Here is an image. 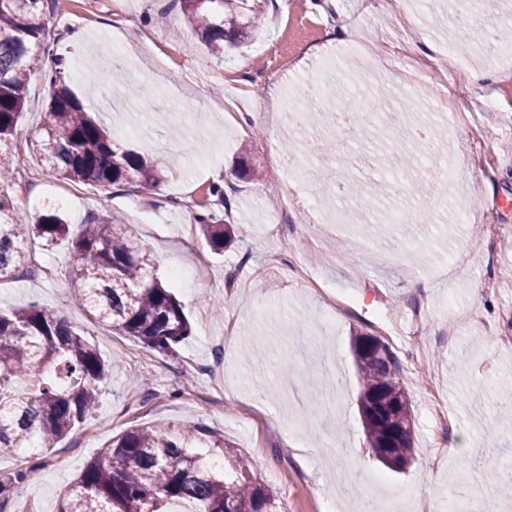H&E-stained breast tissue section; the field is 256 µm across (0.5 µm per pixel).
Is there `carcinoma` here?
<instances>
[{
    "mask_svg": "<svg viewBox=\"0 0 512 512\" xmlns=\"http://www.w3.org/2000/svg\"><path fill=\"white\" fill-rule=\"evenodd\" d=\"M48 0H0V282L35 274L28 241L71 247V296L112 332L159 352H172L190 326L182 304L155 275L152 253L114 213H93L79 229L54 209L33 224L13 220L3 191L14 175L10 144L45 52ZM186 20L210 55L247 43L260 27L265 0H179ZM44 131L33 147L53 172L101 187L155 190L162 174L147 159L118 148L58 74L48 78ZM217 251L231 241L212 212L196 215ZM353 354L362 380L359 411L368 448L381 463L406 466L415 448L400 367L389 346L359 335ZM112 372L99 350L65 318L32 302L0 312V447L35 452L65 438L93 409L100 383ZM224 456L211 467L209 450ZM277 512L276 498L253 481L245 462L221 438L157 424L131 429L100 448L57 503V512Z\"/></svg>",
    "mask_w": 512,
    "mask_h": 512,
    "instance_id": "cac0c4a2",
    "label": "carcinoma"
}]
</instances>
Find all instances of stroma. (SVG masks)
Segmentation results:
<instances>
[{"mask_svg":"<svg viewBox=\"0 0 512 512\" xmlns=\"http://www.w3.org/2000/svg\"><path fill=\"white\" fill-rule=\"evenodd\" d=\"M267 0L255 40L212 57L178 0H56L41 71L31 76L13 152L32 181L14 178L17 223L47 208L71 223L89 213L122 214L153 254L190 323L175 352L162 353L89 320L69 300V246L29 243L39 270L0 284V311L31 302L52 308L112 365L95 410L43 456L0 447V512H55L61 493L112 436L155 423L218 434L270 488L279 512H320L335 493L339 512L368 493L382 503H469L483 487L496 512H512V488L494 475L512 470V424L500 419V383L512 382V42L481 47L470 68L497 80L447 94L457 65L437 71L448 43V11L435 0ZM353 35L332 41L337 26ZM79 29L82 43L67 40ZM399 40L424 72L407 83L384 40ZM285 56L288 71L264 76L244 61ZM202 68V82L188 71ZM62 72L87 112L116 144L161 171L159 190L101 188L59 179L32 142L46 120V75ZM318 83L329 96L355 87L367 105L373 86L413 103L407 118H382L378 131L334 128L313 137L258 115L278 112L289 94ZM297 155L282 165L283 146ZM264 170L260 182L235 176L239 159ZM352 177L376 199L373 223L331 219L345 202L337 183ZM223 198L210 195L212 184ZM194 198L191 211L178 202ZM407 209L414 222L382 217ZM211 211L235 233L215 251L195 217ZM191 278L177 280L178 271ZM425 317L414 323L411 310ZM368 334L400 364L414 431V458L402 470L368 448L351 343ZM335 412L294 431L328 394ZM463 442L461 452H450ZM36 469L35 479L19 481Z\"/></svg>","mask_w":512,"mask_h":512,"instance_id":"35a3bbf8","label":"stroma"}]
</instances>
